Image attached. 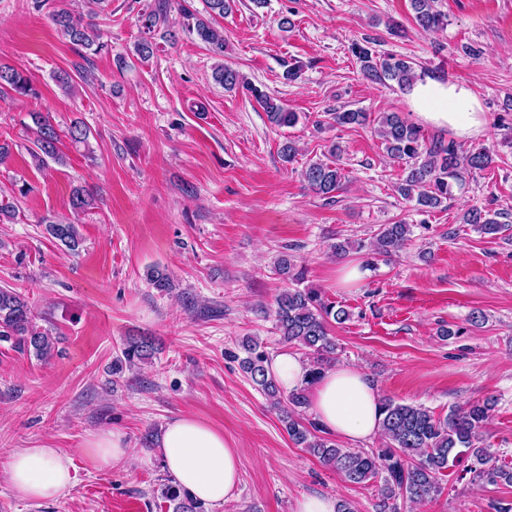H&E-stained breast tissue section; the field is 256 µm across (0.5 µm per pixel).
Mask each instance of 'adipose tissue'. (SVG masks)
I'll return each instance as SVG.
<instances>
[{"mask_svg":"<svg viewBox=\"0 0 512 512\" xmlns=\"http://www.w3.org/2000/svg\"><path fill=\"white\" fill-rule=\"evenodd\" d=\"M407 103L425 121L448 128L460 141L479 137L485 119L479 99L464 84L431 76L416 78ZM380 393L361 370L339 365L309 389L316 420L329 432L357 442L381 433ZM159 454L180 488L194 499L223 505L238 492L241 458L222 430L190 415L170 421L158 442ZM82 454L88 466L109 471L130 450L117 430H101L86 440ZM72 458L56 448H16L9 454L6 480L20 500L57 498L73 480Z\"/></svg>","mask_w":512,"mask_h":512,"instance_id":"obj_1","label":"adipose tissue"}]
</instances>
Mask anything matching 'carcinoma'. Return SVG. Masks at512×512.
Returning <instances> with one entry per match:
<instances>
[{
	"label": "carcinoma",
	"instance_id": "cac0c4a2",
	"mask_svg": "<svg viewBox=\"0 0 512 512\" xmlns=\"http://www.w3.org/2000/svg\"><path fill=\"white\" fill-rule=\"evenodd\" d=\"M436 0H411L416 24L426 31H441L448 26L446 14L435 7ZM52 22L60 34L73 44L91 46L99 39L93 24H84L67 8L53 11ZM187 28L196 31L216 56L224 55V32L193 15ZM352 51L360 64L363 78L376 84L394 81L400 87L415 78V63L404 56L380 54L368 46L356 44ZM216 82L231 91L239 87L250 92L267 112L276 126L290 127L299 116L288 111L267 93L240 74L222 64L213 70ZM9 89L19 96H35L30 79L9 65L0 66V94ZM339 126L363 125L368 120L365 112L345 110L329 113ZM38 133L31 154L40 159L60 158V135L46 118L37 121ZM377 133L387 155L403 167L404 177L397 185V193L405 201L436 209L454 197V188L463 184L467 170H485L493 157L482 147L465 150L454 142H428L420 127L408 122L397 112H385L377 121ZM330 158L308 163L301 177L314 193L330 197L342 186L344 174L337 165L336 148L329 150ZM481 233L496 235L505 230L489 213L477 207L467 209L462 217ZM46 233L71 251L79 249L82 238L77 225L46 221ZM412 234L411 225L403 222L381 224L375 234L374 254L390 257L398 253ZM278 272L288 279L302 283L306 269L294 263L290 255L277 261ZM147 280L159 291L171 288L169 275L158 267L147 271ZM350 313L326 300L314 288H286L276 298L275 328L283 341L309 350L311 355L308 382L317 380L332 360L336 344L329 334L330 322L339 324L349 319ZM9 342L23 353H32L39 360L52 356L56 338L46 330H39L27 301L13 288L0 287V342ZM243 357H237L241 370L265 395L273 399L281 412V421L291 440L305 448L324 465L336 470L351 484L380 481L379 507L381 512H398L397 500L420 504L440 491L441 477L448 468L461 459L470 460L472 481L478 483L512 484V468L492 464L494 453L481 446V431L490 417L494 402H466L449 407L448 414L437 416L432 411L411 404L399 403L390 397L381 400L382 439L384 448L369 452L340 447L334 440L321 435L315 424L305 425L302 409L308 405L307 389L297 388L284 398L277 382L267 372L268 354L254 339L242 343ZM152 342L141 338L124 348L115 364L133 365L152 355ZM162 496L173 504V512H195L196 502L183 495L174 486L162 489Z\"/></svg>",
	"mask_w": 512,
	"mask_h": 512
}]
</instances>
